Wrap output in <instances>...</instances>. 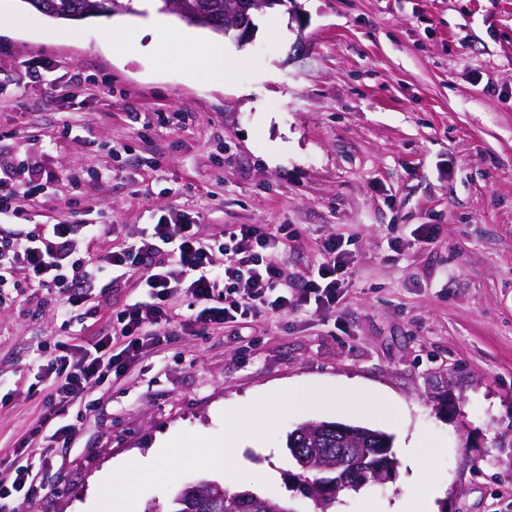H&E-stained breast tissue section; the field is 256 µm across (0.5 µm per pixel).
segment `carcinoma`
I'll return each instance as SVG.
<instances>
[{"label": "carcinoma", "mask_w": 512, "mask_h": 512, "mask_svg": "<svg viewBox=\"0 0 512 512\" xmlns=\"http://www.w3.org/2000/svg\"><path fill=\"white\" fill-rule=\"evenodd\" d=\"M40 14L55 21H81L100 14L133 12L132 0H23ZM198 13L195 26L224 34V0H189ZM287 448L296 465L306 460L309 498L316 512H329L336 497L324 495V486L342 491L361 490L368 484H383L380 466L395 471L391 437L362 426L307 421L288 434ZM197 512H294L288 502L254 492L223 490L219 502Z\"/></svg>", "instance_id": "cac0c4a2"}]
</instances>
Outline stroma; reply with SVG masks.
Listing matches in <instances>:
<instances>
[{"mask_svg":"<svg viewBox=\"0 0 512 512\" xmlns=\"http://www.w3.org/2000/svg\"><path fill=\"white\" fill-rule=\"evenodd\" d=\"M273 35L228 38L233 75L189 73L183 49L141 53L152 24L208 30L156 9L54 21L24 0L0 28V159L54 175L44 221L78 209L135 242L172 210L202 237L238 224H286L302 234L281 254L295 279L321 261L318 242L350 236L337 315H274L178 334L158 356L93 388L64 421L75 445L45 449L37 433L59 343L84 337L42 292L0 305V460L48 456L44 490L18 512H92L117 461L158 454L186 431L219 434L223 414L271 392L330 388L393 402V420L308 407L272 440L247 437L232 459L240 490L312 502L288 434L306 421L365 426L434 447V501L405 498L410 474L339 494L334 512L369 501L403 512H512V0H297ZM123 29L124 54L106 30ZM306 49L294 50L297 41ZM51 81L31 77L34 67ZM108 168L107 181L93 170ZM439 232L418 244L416 229ZM399 249H391L392 239ZM100 325L143 299L135 280L112 284ZM276 448L271 466L264 447Z\"/></svg>","mask_w":512,"mask_h":512,"instance_id":"stroma-1","label":"stroma"}]
</instances>
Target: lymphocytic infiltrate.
<instances>
[{
	"label": "lymphocytic infiltrate",
	"mask_w": 512,
	"mask_h": 512,
	"mask_svg": "<svg viewBox=\"0 0 512 512\" xmlns=\"http://www.w3.org/2000/svg\"><path fill=\"white\" fill-rule=\"evenodd\" d=\"M45 190L40 171L21 172L0 162V288L11 286L16 271H27L30 287L55 294L57 316L79 307L91 319L98 307L99 270L107 266L120 277H137L149 295L148 301L120 311L111 333L62 347L55 356L59 381L42 435L45 447L75 439L77 424L60 417L90 387L171 341L166 326L172 298L183 295L192 301L194 309L181 323L187 335L253 315L336 310L349 265L350 241L341 234L332 232L322 240L317 270L294 282L280 265L281 252L299 239L287 225L238 224L223 237L206 240L179 210L151 225L139 244L122 243L103 254L79 257L75 237L94 241L112 236V228L83 223L73 210L55 222L26 228L21 220ZM42 487L34 460L12 462L0 478V512H14L16 499L32 497Z\"/></svg>",
	"instance_id": "lymphocytic-infiltrate-1"
}]
</instances>
